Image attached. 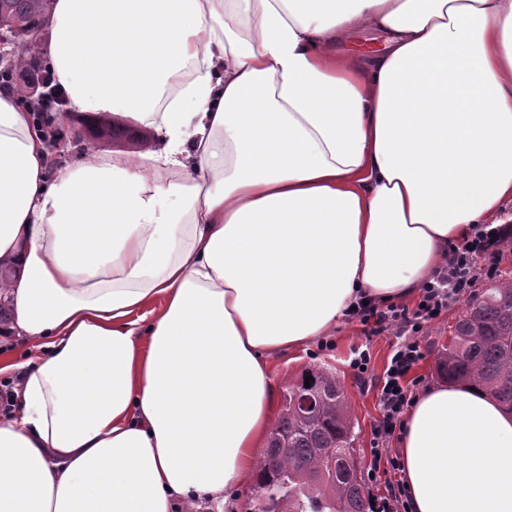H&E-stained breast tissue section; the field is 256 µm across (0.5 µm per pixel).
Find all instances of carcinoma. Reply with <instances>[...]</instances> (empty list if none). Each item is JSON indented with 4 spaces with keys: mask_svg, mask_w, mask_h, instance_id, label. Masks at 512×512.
Instances as JSON below:
<instances>
[{
    "mask_svg": "<svg viewBox=\"0 0 512 512\" xmlns=\"http://www.w3.org/2000/svg\"><path fill=\"white\" fill-rule=\"evenodd\" d=\"M47 10L44 0H0L1 15L40 32ZM438 370L448 383L476 386L512 411V282L487 288L467 303L440 354ZM305 375L312 377L308 394L322 401L303 416L293 398L305 380L285 386L276 424L285 447L274 459L263 455L257 481L275 491L286 483L296 493L327 504L331 512H367L358 469L343 465L355 453L354 422L344 388L325 367Z\"/></svg>",
    "mask_w": 512,
    "mask_h": 512,
    "instance_id": "cac0c4a2",
    "label": "carcinoma"
}]
</instances>
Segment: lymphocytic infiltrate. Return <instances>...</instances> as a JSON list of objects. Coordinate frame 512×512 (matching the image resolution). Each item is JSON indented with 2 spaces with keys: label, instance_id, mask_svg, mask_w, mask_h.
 <instances>
[{
  "label": "lymphocytic infiltrate",
  "instance_id": "lymphocytic-infiltrate-1",
  "mask_svg": "<svg viewBox=\"0 0 512 512\" xmlns=\"http://www.w3.org/2000/svg\"><path fill=\"white\" fill-rule=\"evenodd\" d=\"M511 243V224L489 231L477 227L462 242L449 244L444 265L423 285L417 305L368 303L353 312L352 319L363 335L377 336L391 330L396 337L376 384L380 416L371 427L367 480L377 492L369 512H407L408 495L399 477L401 462L390 442L396 431L402 430L403 415L419 384L411 372L424 357V331L442 319L451 306L469 297L479 280L497 276L505 248Z\"/></svg>",
  "mask_w": 512,
  "mask_h": 512
}]
</instances>
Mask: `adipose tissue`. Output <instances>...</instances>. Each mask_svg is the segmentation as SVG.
Wrapping results in <instances>:
<instances>
[{
    "mask_svg": "<svg viewBox=\"0 0 512 512\" xmlns=\"http://www.w3.org/2000/svg\"><path fill=\"white\" fill-rule=\"evenodd\" d=\"M53 123L142 153L48 169L0 90V512H172L253 485L268 361L512 222V0H52ZM363 31L383 50L343 55ZM408 512H512V414L425 386ZM112 126L117 128H125L124 131L112 139ZM112 126L110 127L107 138L112 140V143L108 140H103L97 137L91 132L89 126L84 124H77L74 134H70L69 129H64L67 136L64 138L72 142V146L75 147L74 151L70 153H60L59 149H55L51 161H49V171H52L55 167L64 165L66 162L71 160L76 154L79 153L87 143L95 144L101 150L106 151H124V152H139L148 149L151 146L152 131L148 128L140 125L131 119L112 115Z\"/></svg>",
    "mask_w": 512,
    "mask_h": 512,
    "instance_id": "ef3b65f1",
    "label": "adipose tissue"
}]
</instances>
